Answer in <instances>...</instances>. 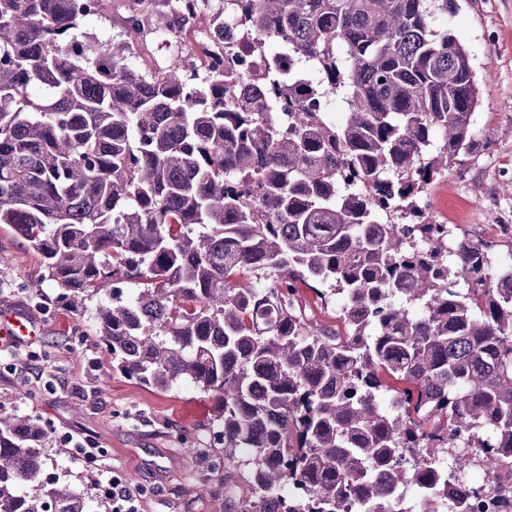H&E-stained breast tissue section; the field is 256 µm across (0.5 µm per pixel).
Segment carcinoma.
Listing matches in <instances>:
<instances>
[{
  "label": "carcinoma",
  "mask_w": 512,
  "mask_h": 512,
  "mask_svg": "<svg viewBox=\"0 0 512 512\" xmlns=\"http://www.w3.org/2000/svg\"><path fill=\"white\" fill-rule=\"evenodd\" d=\"M198 6L170 0L163 29ZM455 10L234 0L292 68L240 88L220 27L202 90L182 62L146 75L126 44L84 41L80 0H0V225L90 311L119 372L216 396L214 438L248 467L240 512H395L408 481L439 512L455 449L512 463V272L421 204L476 138ZM298 281L341 296L336 323L307 318ZM388 377L405 383L392 410ZM45 439L0 414V512H87L85 492L43 477Z\"/></svg>",
  "instance_id": "obj_1"
}]
</instances>
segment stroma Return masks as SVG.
Segmentation results:
<instances>
[{
    "mask_svg": "<svg viewBox=\"0 0 512 512\" xmlns=\"http://www.w3.org/2000/svg\"><path fill=\"white\" fill-rule=\"evenodd\" d=\"M158 0H101L83 30L88 41L126 42L143 71L198 61L210 27L224 18V0H203L191 31L157 27ZM454 31L473 59L481 104L472 152L431 188L430 219L454 235L488 244L494 257L512 256V0H458ZM16 308L41 327L35 339L0 346V413L27 414L46 432L48 477L87 492L89 512H112L99 472L118 473L139 495L140 512H232L224 487L246 486L234 463L200 469V455L220 456L213 436L217 400L193 385L146 388L117 371L88 316L70 310L41 279L40 258L0 226V309ZM98 448L95 465L79 463L72 440Z\"/></svg>",
    "mask_w": 512,
    "mask_h": 512,
    "instance_id": "1",
    "label": "stroma"
}]
</instances>
